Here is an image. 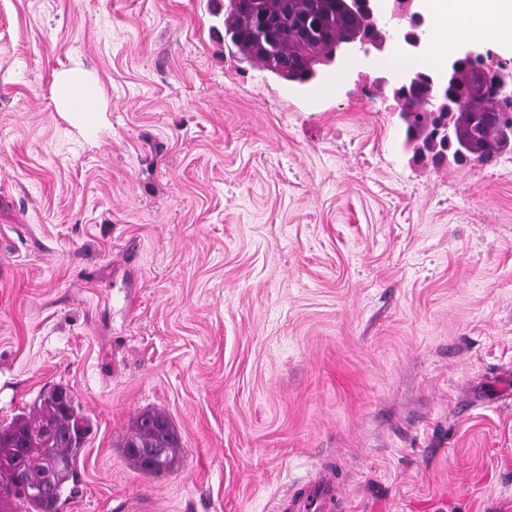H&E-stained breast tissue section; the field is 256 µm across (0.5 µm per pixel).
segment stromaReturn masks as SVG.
Returning a JSON list of instances; mask_svg holds the SVG:
<instances>
[{
	"label": "stroma",
	"instance_id": "35a3bbf8",
	"mask_svg": "<svg viewBox=\"0 0 512 512\" xmlns=\"http://www.w3.org/2000/svg\"><path fill=\"white\" fill-rule=\"evenodd\" d=\"M224 3L0 0V424L70 391L62 512H284L325 468L352 512H480L512 494V152L415 153L383 56L288 82ZM145 411L174 471L122 450ZM52 98L61 112L78 114L82 118L98 112L97 91L80 68L56 75L52 84ZM158 424L166 427L165 434L160 432ZM123 447L135 469L147 474H160L173 471L180 464L183 445L180 435L165 414L145 412L134 421ZM154 449L159 454L158 462L150 470L145 465L144 453Z\"/></svg>",
	"mask_w": 512,
	"mask_h": 512
}]
</instances>
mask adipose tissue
Instances as JSON below:
<instances>
[{
  "label": "adipose tissue",
  "mask_w": 512,
  "mask_h": 512,
  "mask_svg": "<svg viewBox=\"0 0 512 512\" xmlns=\"http://www.w3.org/2000/svg\"><path fill=\"white\" fill-rule=\"evenodd\" d=\"M435 19L437 41L427 56L434 66H442L448 50L462 40L479 39L512 45V0H426ZM52 98L59 111L80 117L97 112L99 98L82 69L56 75Z\"/></svg>",
  "instance_id": "obj_1"
}]
</instances>
